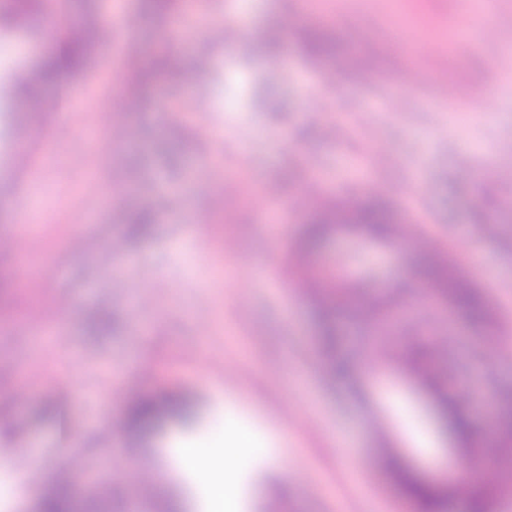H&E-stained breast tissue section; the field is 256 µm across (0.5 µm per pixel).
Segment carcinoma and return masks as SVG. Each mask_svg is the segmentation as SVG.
<instances>
[{
  "label": "carcinoma",
  "mask_w": 512,
  "mask_h": 512,
  "mask_svg": "<svg viewBox=\"0 0 512 512\" xmlns=\"http://www.w3.org/2000/svg\"><path fill=\"white\" fill-rule=\"evenodd\" d=\"M181 0H142L143 11L156 19L172 15ZM63 45L57 54L41 60L35 66L34 79L51 86L63 84L68 78L83 72L90 62L96 44L77 35L83 27V17L64 14ZM303 50L310 56L329 62L336 54L335 37L323 30L305 33ZM176 69V62L161 61L149 69H138L137 87L148 89L165 67ZM126 223L134 234L148 232L155 217L151 210L138 208L129 212ZM402 222L386 205L382 196L369 194L363 199L348 203L342 199L324 203L308 218L298 245L301 255L307 256L330 237L344 230H362L372 237L395 240ZM306 283L320 321L322 347L331 371L346 376L351 365L339 352L337 324L345 317L375 322L390 327L395 324L393 315L405 304L423 307L435 299L448 304L467 320L481 336L478 353L491 354L501 348L499 337L494 335L497 326L493 308L481 289L460 269L449 256L432 251L422 257L412 272V285L396 284L390 290L372 292L369 279L357 281L325 282L313 269H306ZM431 348L419 347L401 356L412 376L417 378L432 396L435 406L456 433L457 452L471 467L474 476L468 482L469 499L484 512L493 499L512 497V385L499 386L502 395L500 433L493 452L479 447L473 437L471 419L464 395L452 385L445 373L430 368ZM188 416L186 405L175 396H141L127 408L124 427L128 435L140 439L160 421ZM386 470L400 488L408 504L417 512H449L456 489L445 481H425L418 474L402 465L393 449H387ZM39 512H94L87 501H77L63 488L52 487L44 495Z\"/></svg>",
  "instance_id": "1"
}]
</instances>
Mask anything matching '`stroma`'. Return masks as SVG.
<instances>
[{"label": "stroma", "instance_id": "stroma-1", "mask_svg": "<svg viewBox=\"0 0 512 512\" xmlns=\"http://www.w3.org/2000/svg\"><path fill=\"white\" fill-rule=\"evenodd\" d=\"M194 2L197 15L177 28L128 0L133 27L115 29L70 80L65 115L31 125L23 142L16 130L27 103L12 82L55 51L58 15L48 4L0 32V236L40 219L37 252H0V273L12 281L10 310L0 316V398L30 370L43 374L0 419V455L24 450L18 466L0 469V512H32L70 452L89 457L72 489L98 498L111 477L93 453L99 435L130 397L147 392L185 396L197 413L192 426L167 420L140 442H124L140 446L138 468L159 478L156 500L178 512H200L205 484L178 473L174 451L190 440L223 452L231 423L251 430L256 451L275 448L292 471L283 481L238 463L244 512H402L378 461L381 447L397 449L428 480H454L458 460L430 398L396 357L415 347V320L385 337L393 352L373 361L365 354L379 341L362 324L342 323L340 348L359 369L354 382L331 379L312 303L282 271L314 196L378 189L422 239L455 258L496 311L502 349L482 360L468 322L434 304L425 312L454 338L475 439L496 435L490 379L512 376V42L477 30L489 22L512 31V0H488L478 15L459 0H241L243 53L204 34L229 23L228 0ZM275 24L283 38L270 55L264 33ZM322 25L334 28L340 57L317 122L309 97L322 70L298 43L304 29ZM130 38L144 66L175 55L187 79L162 75L132 100L109 79ZM415 72L425 80L410 83ZM463 82L492 106L474 111L454 93ZM324 124L336 127V138H324ZM222 177L238 186L219 210L211 201ZM269 185L276 195L265 194ZM116 202L152 209L150 235L132 237L115 223ZM77 213L84 223H73ZM76 234L84 241L78 251L70 247ZM116 237L124 250L114 258ZM418 254L341 234L314 263L350 279L381 261V290L407 279ZM51 268L57 278L47 277ZM58 295L69 300L63 314L28 320L32 303ZM228 363L242 367L241 380H225ZM74 377L77 397L67 391ZM115 380L127 393L104 394ZM216 384L222 395L213 394ZM54 400L72 423L66 449L44 414ZM272 425L286 429L283 441L273 442ZM31 466L40 480L28 479Z\"/></svg>", "mask_w": 512, "mask_h": 512}]
</instances>
